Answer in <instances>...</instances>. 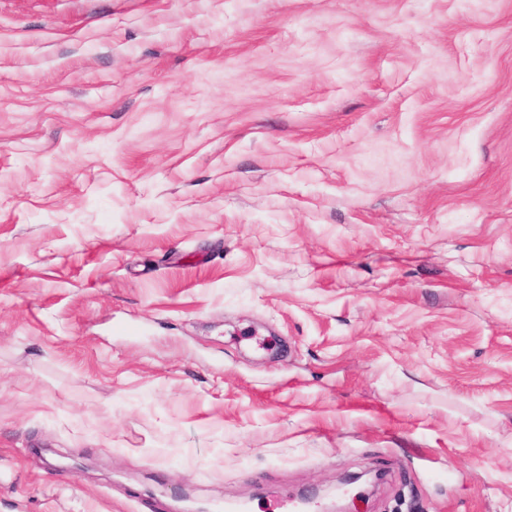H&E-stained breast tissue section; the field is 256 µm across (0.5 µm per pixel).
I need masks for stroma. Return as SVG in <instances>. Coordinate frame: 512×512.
<instances>
[{
  "mask_svg": "<svg viewBox=\"0 0 512 512\" xmlns=\"http://www.w3.org/2000/svg\"><path fill=\"white\" fill-rule=\"evenodd\" d=\"M512 512V0H0V512Z\"/></svg>",
  "mask_w": 512,
  "mask_h": 512,
  "instance_id": "stroma-1",
  "label": "stroma"
}]
</instances>
